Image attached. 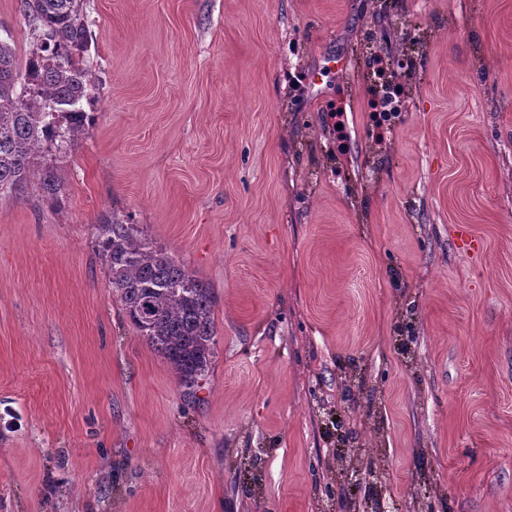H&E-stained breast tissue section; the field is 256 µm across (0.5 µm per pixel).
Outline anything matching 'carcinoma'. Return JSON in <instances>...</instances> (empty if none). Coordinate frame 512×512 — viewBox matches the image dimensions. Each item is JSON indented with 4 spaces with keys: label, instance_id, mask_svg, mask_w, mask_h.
Masks as SVG:
<instances>
[{
    "label": "carcinoma",
    "instance_id": "cac0c4a2",
    "mask_svg": "<svg viewBox=\"0 0 512 512\" xmlns=\"http://www.w3.org/2000/svg\"><path fill=\"white\" fill-rule=\"evenodd\" d=\"M33 48L19 69L0 42V200L18 199L31 179L59 199L64 182L50 153L65 158L95 122L83 108L93 79L82 53L91 34L81 0H19ZM95 247L126 318L196 394L216 357L211 289L117 214L95 225Z\"/></svg>",
    "mask_w": 512,
    "mask_h": 512
}]
</instances>
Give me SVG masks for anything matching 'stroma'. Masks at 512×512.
<instances>
[{"instance_id": "obj_1", "label": "stroma", "mask_w": 512, "mask_h": 512, "mask_svg": "<svg viewBox=\"0 0 512 512\" xmlns=\"http://www.w3.org/2000/svg\"><path fill=\"white\" fill-rule=\"evenodd\" d=\"M399 2L81 0L65 200L0 201V512H512V0ZM406 30L378 131L360 49ZM0 41L28 57L18 0ZM110 212L213 292L196 399L109 286Z\"/></svg>"}]
</instances>
